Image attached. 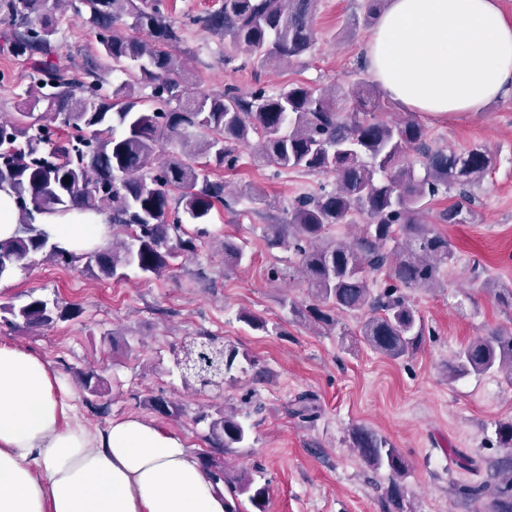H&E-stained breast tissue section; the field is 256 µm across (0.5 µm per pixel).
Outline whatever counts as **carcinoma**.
I'll return each instance as SVG.
<instances>
[{"label":"carcinoma","instance_id":"obj_1","mask_svg":"<svg viewBox=\"0 0 512 512\" xmlns=\"http://www.w3.org/2000/svg\"><path fill=\"white\" fill-rule=\"evenodd\" d=\"M48 0H0V20L12 26L9 50L17 56L43 57L35 68L27 118L0 121V188L20 204L16 234L0 240V280H11L39 255L45 261L89 270L98 278L123 279L134 268L144 277H160L174 260L196 251L197 236L186 234L184 212L206 223L217 204L229 205L226 184L201 173L194 161L214 156L228 169L238 162L237 149L258 139L255 163L276 171L302 170L332 179L330 188L303 193L288 207L282 224L270 225L267 245L292 253L293 269L306 284L311 303L288 302L308 326L337 324L340 315L360 317L359 335L374 350L396 360L414 353L426 329L404 290L434 287L443 267L454 261L448 239L423 220L429 201L459 190L461 200L438 214L442 223L467 224L469 188L484 181L492 155L475 146L463 152L433 144L425 127L410 117L387 113L385 93L361 81L346 91L289 83L270 94L257 88L242 94L228 87L221 95H198L180 80V60L167 47L181 30L161 8V0H69L98 36V54L112 69L138 74L106 88L101 65L86 62L83 80L73 85L67 72L47 60L56 27L44 12ZM316 0H224L222 6L193 22L224 37L232 53L245 51L269 64L297 60L315 49ZM151 84L152 106H139L136 87ZM173 148L162 161L164 145ZM421 165L423 173L416 171ZM105 214L112 229L126 238L110 247L68 251L54 242L44 225L32 222L31 209L65 213L74 207ZM363 224L350 241L327 237L330 226ZM243 247L224 239V261L238 265ZM384 274L376 283L375 275ZM482 287L512 308V287L492 279ZM3 320L26 331L72 319L80 309L59 299L29 296L19 306H0ZM224 353V376L238 366V350L218 346L211 336L193 355L207 369L214 349ZM504 373L512 382V329L495 330L467 343L448 366V375ZM84 391L97 396L102 378L94 370L79 376ZM162 416L181 408L163 397L148 402ZM249 413L219 408L204 439L213 450L199 456L216 491L231 498L227 512H241L245 497L265 512L268 484L248 471L232 475L221 455L242 448L249 439ZM504 457L498 461L491 512H512V421L496 426ZM352 447L375 469H388L395 480L387 488L386 512H402L404 487L398 478L408 461L370 428L353 432Z\"/></svg>","mask_w":512,"mask_h":512}]
</instances>
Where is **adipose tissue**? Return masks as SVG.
Listing matches in <instances>:
<instances>
[{
	"label": "adipose tissue",
	"instance_id": "adipose-tissue-1",
	"mask_svg": "<svg viewBox=\"0 0 512 512\" xmlns=\"http://www.w3.org/2000/svg\"><path fill=\"white\" fill-rule=\"evenodd\" d=\"M366 61L396 104L440 119L512 93V19L498 0H389ZM70 251L104 245L105 216L35 213ZM48 363L0 344V512H226L175 434L137 416L88 428Z\"/></svg>",
	"mask_w": 512,
	"mask_h": 512
}]
</instances>
